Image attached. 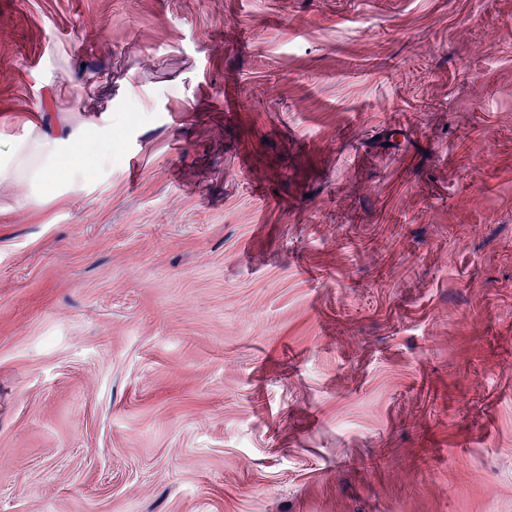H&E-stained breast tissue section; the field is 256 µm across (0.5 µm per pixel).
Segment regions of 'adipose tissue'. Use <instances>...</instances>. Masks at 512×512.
Returning <instances> with one entry per match:
<instances>
[{"instance_id": "1", "label": "adipose tissue", "mask_w": 512, "mask_h": 512, "mask_svg": "<svg viewBox=\"0 0 512 512\" xmlns=\"http://www.w3.org/2000/svg\"><path fill=\"white\" fill-rule=\"evenodd\" d=\"M106 126L87 120L49 135L41 133L17 143L11 155L0 161V180L14 179L26 171L36 195L51 194L59 181H66L71 191H79L80 180L65 175L62 160H77L80 151L94 152L106 142Z\"/></svg>"}]
</instances>
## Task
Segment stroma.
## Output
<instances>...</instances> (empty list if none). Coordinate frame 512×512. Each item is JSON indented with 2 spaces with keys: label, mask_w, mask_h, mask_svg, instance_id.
<instances>
[{
  "label": "stroma",
  "mask_w": 512,
  "mask_h": 512,
  "mask_svg": "<svg viewBox=\"0 0 512 512\" xmlns=\"http://www.w3.org/2000/svg\"><path fill=\"white\" fill-rule=\"evenodd\" d=\"M0 512H512V0H0ZM108 127L92 120H85L79 125L65 127L51 136L47 133L36 134L28 140L18 141L15 149L7 159L0 162V180H13L18 172L26 168L27 178L37 196L50 195L61 177L73 192H78L82 182L73 175H65L64 170L72 171L80 162L78 148L86 152L98 150L106 142ZM63 159L71 160L68 168L61 166Z\"/></svg>",
  "instance_id": "35a3bbf8"
}]
</instances>
